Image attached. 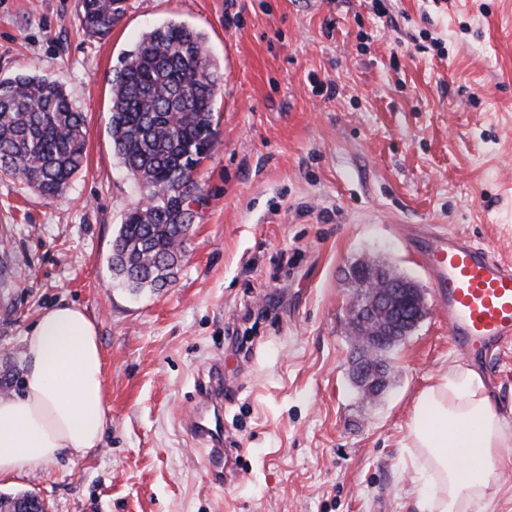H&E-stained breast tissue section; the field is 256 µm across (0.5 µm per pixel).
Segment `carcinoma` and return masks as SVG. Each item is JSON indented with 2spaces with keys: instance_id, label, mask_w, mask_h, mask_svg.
<instances>
[{
  "instance_id": "obj_1",
  "label": "carcinoma",
  "mask_w": 512,
  "mask_h": 512,
  "mask_svg": "<svg viewBox=\"0 0 512 512\" xmlns=\"http://www.w3.org/2000/svg\"><path fill=\"white\" fill-rule=\"evenodd\" d=\"M126 0H83L80 24L103 39ZM221 82L203 35L168 22L143 34L110 78L109 132L115 154L142 190L111 256L133 291L173 282L193 217V173L213 146L214 97ZM85 119L61 86L35 72L0 79V173L47 199L81 171Z\"/></svg>"
}]
</instances>
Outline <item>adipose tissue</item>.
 Instances as JSON below:
<instances>
[{"label":"adipose tissue","mask_w":512,"mask_h":512,"mask_svg":"<svg viewBox=\"0 0 512 512\" xmlns=\"http://www.w3.org/2000/svg\"><path fill=\"white\" fill-rule=\"evenodd\" d=\"M22 388L0 398V479L41 470L62 455L83 458L110 424L104 357L95 322L72 303L43 310L23 338ZM408 446L420 465L416 491L429 512H477L490 463L512 444L480 375L456 366L418 397ZM465 449V460L448 457Z\"/></svg>","instance_id":"1"}]
</instances>
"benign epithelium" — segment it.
<instances>
[{
  "label": "benign epithelium",
  "instance_id": "benign-epithelium-1",
  "mask_svg": "<svg viewBox=\"0 0 512 512\" xmlns=\"http://www.w3.org/2000/svg\"><path fill=\"white\" fill-rule=\"evenodd\" d=\"M351 285L360 290L349 307V321L359 324L351 329L354 369L359 393L368 401L386 386L383 366L374 361L380 344L413 330L424 318L423 290L404 287L398 278L379 275L375 261L363 260L355 266Z\"/></svg>",
  "mask_w": 512,
  "mask_h": 512
}]
</instances>
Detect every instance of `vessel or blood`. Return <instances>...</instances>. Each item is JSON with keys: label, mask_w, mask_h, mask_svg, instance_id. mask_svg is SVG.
<instances>
[{"label": "vessel or blood", "mask_w": 512, "mask_h": 512, "mask_svg": "<svg viewBox=\"0 0 512 512\" xmlns=\"http://www.w3.org/2000/svg\"><path fill=\"white\" fill-rule=\"evenodd\" d=\"M415 240L455 351L482 363L511 351L512 260L450 228H424ZM225 400L224 366L218 363L187 423L192 436L208 444L207 478L218 486L239 470L224 433Z\"/></svg>", "instance_id": "vessel-or-blood-1"}]
</instances>
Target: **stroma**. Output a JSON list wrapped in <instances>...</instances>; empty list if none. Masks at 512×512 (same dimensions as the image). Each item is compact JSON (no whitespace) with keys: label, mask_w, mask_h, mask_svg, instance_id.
Here are the masks:
<instances>
[{"label":"stroma","mask_w":512,"mask_h":512,"mask_svg":"<svg viewBox=\"0 0 512 512\" xmlns=\"http://www.w3.org/2000/svg\"><path fill=\"white\" fill-rule=\"evenodd\" d=\"M104 39L81 0H0V78L34 71L86 116L83 170L57 199L0 178V397L23 336L65 301L94 319L112 422L84 458L0 481L49 512H428L406 447L421 392L463 362L411 232L441 225L512 258V0H126ZM170 21L206 38L223 75L213 147L174 282L131 292L109 257L141 200L112 150L108 78ZM337 92L327 95L326 84ZM390 262L425 288L426 318L389 353L371 404L352 375L348 268ZM281 297L246 332V310ZM248 338L224 431L243 478L207 479L184 427L210 361ZM512 419V352L476 364ZM482 512H512V447Z\"/></svg>","instance_id":"obj_1"}]
</instances>
